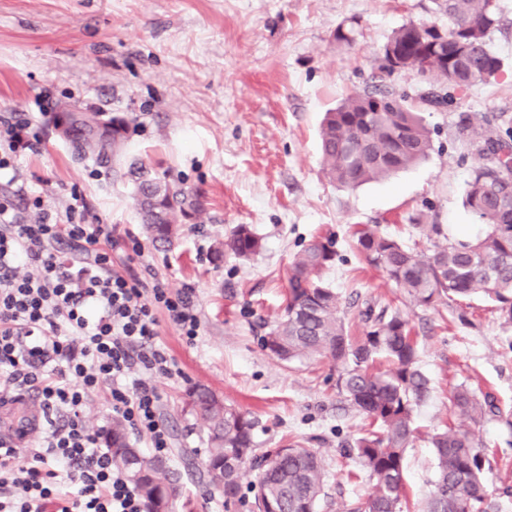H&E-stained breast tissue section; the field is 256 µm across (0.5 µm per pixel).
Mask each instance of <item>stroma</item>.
<instances>
[{"label": "stroma", "instance_id": "1", "mask_svg": "<svg viewBox=\"0 0 512 512\" xmlns=\"http://www.w3.org/2000/svg\"><path fill=\"white\" fill-rule=\"evenodd\" d=\"M501 5L491 34L498 77L429 106L421 101L429 78L409 70L380 79L375 65L394 30L435 19L433 0H0V113H37L43 139L39 153L19 161L17 185L0 184V195L14 196L24 213L34 198L60 212L79 194L102 223L138 233L126 171L142 162L203 202L182 220L174 247L146 238L143 258L112 255L131 273L149 263L173 288L195 291V344L160 325V342L183 370L156 380L173 438L170 462L184 450L205 457L202 424L181 411L185 390L199 383L254 417L257 454L292 441L320 452L326 477L318 512H353L368 497L371 480L345 453L368 422L340 393L337 365L279 362L260 346L281 313L290 260L317 235L336 241L324 278L341 296L351 338L365 335L371 306L399 311L417 342L431 393L406 453L409 507L435 479L428 433L457 422L453 388L490 394L512 414V326L492 303L475 295L418 305L368 262L353 236L369 226L426 252L432 243L412 222L419 214L452 240L485 234L462 205L480 160L460 127L468 116H512V0ZM340 26L353 29L352 44L336 43ZM377 85L407 97L433 149L390 179L336 187L322 173L324 114ZM64 102L126 116L123 152L108 161L78 155L52 122ZM239 224L252 226L261 251L213 259L215 242ZM475 430L487 446L485 478L497 512H512V427L488 417ZM180 483L173 512H225L220 490L186 474Z\"/></svg>", "mask_w": 512, "mask_h": 512}]
</instances>
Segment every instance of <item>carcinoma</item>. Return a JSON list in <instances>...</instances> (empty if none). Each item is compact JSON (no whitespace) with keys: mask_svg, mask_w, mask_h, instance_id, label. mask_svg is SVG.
<instances>
[{"mask_svg":"<svg viewBox=\"0 0 512 512\" xmlns=\"http://www.w3.org/2000/svg\"><path fill=\"white\" fill-rule=\"evenodd\" d=\"M448 24L422 21L401 26L389 37L407 68L433 73L445 95L501 71L490 45L498 26L500 0H435ZM70 130L78 132L77 149L110 158L120 150L127 129L121 115L104 119L97 112L69 114ZM462 133L471 138L487 163L473 170L464 206L487 226L473 241L449 240L438 224L416 219L426 237L437 238L429 253L417 251L390 236L365 228L356 232L357 247L387 279L422 306L445 299L482 295L494 303L499 317L512 325V117L501 114L478 123L465 120ZM322 172L329 183L356 188L386 179L425 159L432 149L423 118L406 97L390 90L355 91L325 113L321 129ZM134 202L148 237L163 246L178 236L187 209L198 200L161 180L143 166L129 171ZM227 248L248 258L262 247L261 238L246 224L233 228L214 253ZM336 256L329 238L312 240L294 258L282 316L260 338L261 348L279 361L328 355L340 364L338 387L350 405L370 420V429L351 452L372 481V490L356 512H409L405 499V453L419 434L415 412L429 392V381L418 368V349L408 320L386 307L364 312L365 336L350 340L340 316L339 295L323 279ZM388 368L374 370L376 359ZM455 415L478 423L487 416L503 417L489 395L478 396L461 385L450 394ZM209 387L190 386L182 410L201 421L207 434L206 468L211 482L224 493L227 510L246 506L241 478L246 467L257 468L250 512L267 503L276 512H317L324 496L325 470L319 453L298 444L278 448L262 459L255 456V421L241 410L218 405ZM112 465L137 486L143 512H156V497L178 492V473L163 460L143 454L127 438L123 422L112 419L105 431ZM435 458L432 489L417 512H494L484 476L485 445L472 431L452 427L429 437Z\"/></svg>","mask_w":512,"mask_h":512,"instance_id":"cac0c4a2","label":"carcinoma"}]
</instances>
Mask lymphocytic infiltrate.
<instances>
[{
  "label": "lymphocytic infiltrate",
  "instance_id": "lymphocytic-infiltrate-1",
  "mask_svg": "<svg viewBox=\"0 0 512 512\" xmlns=\"http://www.w3.org/2000/svg\"><path fill=\"white\" fill-rule=\"evenodd\" d=\"M40 144L29 113H0V173ZM120 247L143 253L135 233L100 223L82 196L33 222L0 197V392L36 391L45 414L27 454L0 434V512H141L83 420L93 396L145 436L150 454L171 446L154 380L182 370L158 336L165 321L195 343L194 291L173 289L149 264L141 277L113 268Z\"/></svg>",
  "mask_w": 512,
  "mask_h": 512
}]
</instances>
